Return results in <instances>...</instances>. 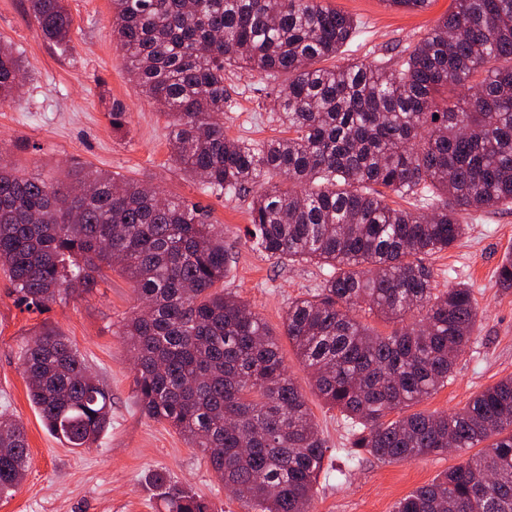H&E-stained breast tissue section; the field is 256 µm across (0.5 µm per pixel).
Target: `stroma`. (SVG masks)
I'll return each instance as SVG.
<instances>
[{"label": "stroma", "mask_w": 512, "mask_h": 512, "mask_svg": "<svg viewBox=\"0 0 512 512\" xmlns=\"http://www.w3.org/2000/svg\"><path fill=\"white\" fill-rule=\"evenodd\" d=\"M330 4L361 23L359 35L336 64L353 58L391 64L400 50L423 38L448 13L452 0H432L420 13L389 8L384 0ZM65 6L73 24L70 47L63 51L44 39L26 0H0V39L18 50L25 66L20 99L0 106L6 159L26 171L56 177L80 163L148 180L162 197L199 204L211 222L223 226L231 255L224 289L248 303L278 335L279 355L327 447L312 512H393L399 499L464 462L466 453L456 451L407 463L353 453L347 424L318 396L309 369L283 329L289 302L317 292L326 267L290 264L256 249L248 234L250 198L203 193L170 161L167 119L148 104L112 41L111 0H65ZM224 87L230 101L224 129L230 136L259 141L279 134L265 79L238 69L226 73ZM116 100L128 112L119 129L107 117ZM510 251L512 206L477 213L460 241L429 257L438 289L457 284L472 288L479 321L457 360L453 380L417 404V411H457L478 391L512 375V288L500 287L496 276ZM135 305L133 283L112 271L93 293L31 311L0 267V412L22 421L30 450L27 475L12 496L0 499V512H161L160 501L145 485L147 475L157 469L190 485L213 512H246L198 450L167 423L141 414L130 352L121 336ZM44 328L67 337L112 396L110 425L91 447L73 450L61 444L29 400L22 351Z\"/></svg>", "instance_id": "1"}]
</instances>
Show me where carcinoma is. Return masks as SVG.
<instances>
[{"label":"carcinoma","instance_id":"cac0c4a2","mask_svg":"<svg viewBox=\"0 0 512 512\" xmlns=\"http://www.w3.org/2000/svg\"><path fill=\"white\" fill-rule=\"evenodd\" d=\"M28 9L46 39L69 46L64 0ZM109 26L141 93L169 118L170 160L205 193L253 195L261 252L331 268L320 292L288 304L283 326L352 447L394 462L479 449L394 512H512V376L458 411L408 412L454 377L478 319L471 288L438 290L425 260L464 234L462 214L512 204V0H453L392 67L320 65L361 28L327 0H112ZM243 68L271 85L288 136L224 132V74ZM22 71L1 41V104L19 98ZM392 194L419 208L392 206ZM229 264L201 208L145 181L83 165L60 181L0 162V266L19 301L41 310L93 291L107 269L128 277L138 306L123 336L141 412L198 449L251 512H310L327 448L277 338L224 291ZM498 278L512 288L511 252ZM357 310L418 320L381 334ZM23 367L49 432L70 448L94 444L112 398L80 353L44 328ZM28 467L25 428L1 413L0 496ZM147 484L164 512H212L163 471Z\"/></svg>","mask_w":512,"mask_h":512}]
</instances>
